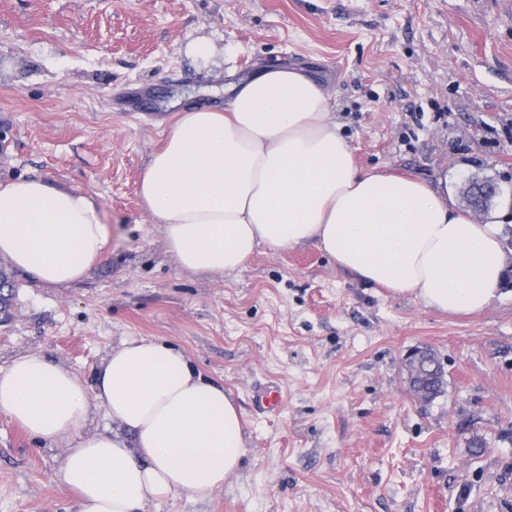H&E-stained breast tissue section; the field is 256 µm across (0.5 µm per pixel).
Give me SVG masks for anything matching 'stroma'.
Masks as SVG:
<instances>
[{
	"mask_svg": "<svg viewBox=\"0 0 512 512\" xmlns=\"http://www.w3.org/2000/svg\"><path fill=\"white\" fill-rule=\"evenodd\" d=\"M287 67L327 87L360 166L447 177L458 204L479 174L512 204V0H0V183L80 189L110 229L107 260L67 287L0 257V366L37 351L89 385L121 337L149 336L232 392L238 475L143 512H512L511 292L442 314L311 243L198 276L152 226L137 186L175 102L223 108L228 78ZM131 90L146 113L118 110ZM422 346L447 380L429 403L403 367ZM269 387L282 403L263 412ZM64 451L0 415V512H76L52 480Z\"/></svg>",
	"mask_w": 512,
	"mask_h": 512,
	"instance_id": "35a3bbf8",
	"label": "stroma"
}]
</instances>
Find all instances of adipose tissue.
Masks as SVG:
<instances>
[{"mask_svg":"<svg viewBox=\"0 0 512 512\" xmlns=\"http://www.w3.org/2000/svg\"><path fill=\"white\" fill-rule=\"evenodd\" d=\"M227 109L178 113L139 194L179 268L217 276L259 246L314 243L338 269L448 314L483 310L505 279L503 222L478 221L434 181L356 164L324 84L297 68L229 83ZM100 203L41 178L0 185V257L40 288L82 280L106 259ZM111 427L88 431L95 409ZM0 413L48 444L67 440L54 483L77 512H142L200 499L247 453L231 393L154 337L121 338L93 386L39 352L0 366Z\"/></svg>","mask_w":512,"mask_h":512,"instance_id":"1","label":"adipose tissue"}]
</instances>
